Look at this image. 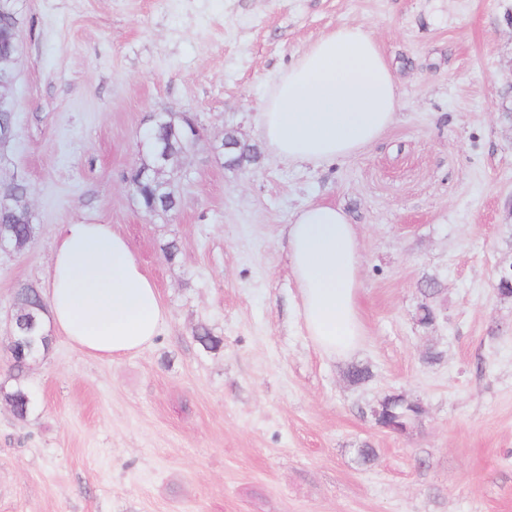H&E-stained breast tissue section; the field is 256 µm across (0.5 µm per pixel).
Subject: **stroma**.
I'll return each instance as SVG.
<instances>
[{
  "mask_svg": "<svg viewBox=\"0 0 512 512\" xmlns=\"http://www.w3.org/2000/svg\"><path fill=\"white\" fill-rule=\"evenodd\" d=\"M16 17L0 181L28 185L36 233L0 250V316L46 293L57 226L85 223L129 240L167 317L113 361L53 337L27 417L0 397V512H512V298L495 293L512 263V0H17ZM342 23L376 38L396 120L348 158L281 161L261 99ZM168 110L202 138L177 209L150 218L126 176ZM229 127L256 163L217 154ZM312 202L359 235L365 336L345 361L310 340L288 267L283 230ZM354 365L370 378L350 383ZM390 394L423 407L406 435L370 416Z\"/></svg>",
  "mask_w": 512,
  "mask_h": 512,
  "instance_id": "35a3bbf8",
  "label": "stroma"
}]
</instances>
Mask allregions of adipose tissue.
Wrapping results in <instances>:
<instances>
[{
	"mask_svg": "<svg viewBox=\"0 0 512 512\" xmlns=\"http://www.w3.org/2000/svg\"><path fill=\"white\" fill-rule=\"evenodd\" d=\"M393 75L371 32L343 24L282 68L258 112L261 136L291 163L349 157L395 120ZM300 314L313 343L345 359L363 334L358 232L344 211L311 203L287 226ZM48 314L80 351L117 359L150 346L167 313L129 240L109 224H62L48 275Z\"/></svg>",
	"mask_w": 512,
	"mask_h": 512,
	"instance_id": "obj_1",
	"label": "adipose tissue"
}]
</instances>
